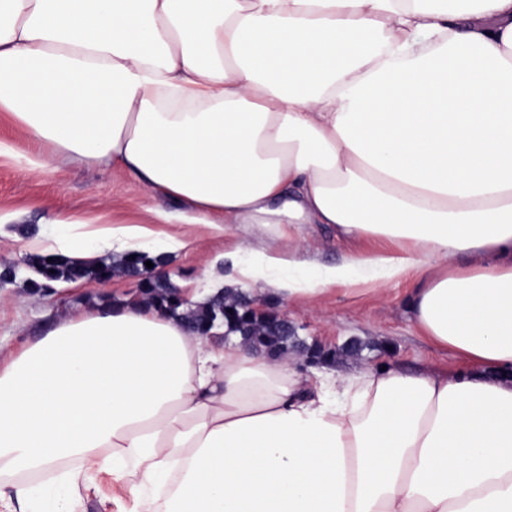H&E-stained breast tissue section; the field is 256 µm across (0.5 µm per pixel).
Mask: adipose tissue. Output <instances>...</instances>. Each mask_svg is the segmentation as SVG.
Here are the masks:
<instances>
[{
  "label": "adipose tissue",
  "instance_id": "1",
  "mask_svg": "<svg viewBox=\"0 0 512 512\" xmlns=\"http://www.w3.org/2000/svg\"><path fill=\"white\" fill-rule=\"evenodd\" d=\"M0 112L211 235L287 233L225 253L241 286L417 271L411 320L466 364L307 374L120 299L0 366V512L30 507L29 478L103 474L114 512H512V0H0ZM305 224L396 249L313 268ZM151 244L74 224L28 249Z\"/></svg>",
  "mask_w": 512,
  "mask_h": 512
}]
</instances>
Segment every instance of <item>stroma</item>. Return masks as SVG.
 Segmentation results:
<instances>
[{"label": "stroma", "mask_w": 512, "mask_h": 512, "mask_svg": "<svg viewBox=\"0 0 512 512\" xmlns=\"http://www.w3.org/2000/svg\"><path fill=\"white\" fill-rule=\"evenodd\" d=\"M49 153L47 145L31 139L12 119L0 112V222L32 239L60 230L65 222H86L95 227L141 224L154 233L152 247L162 252L169 238L193 240L194 245L172 256L171 282L185 291L210 281L230 279L231 269L216 257L232 250L238 239H250L254 248L287 250V237L242 225L234 235L212 237L201 225H189L181 215L183 202L159 192L142 189L122 169L101 168L81 162L59 161L31 171L32 161ZM305 256L321 265H332L354 253L392 250L379 239L343 240L327 224H308L301 231ZM27 251L10 240L0 241V262L19 268L17 279L0 287V356L19 351L57 321L112 303L137 297L134 283L113 278L102 286L92 280L73 287L58 284L53 293H31L26 285L32 273ZM413 277L388 283L386 291L373 282L355 280L308 300L284 299L263 294L265 310L286 316L298 340L331 356L337 372L361 366L387 364L408 372L453 373L463 359L453 350L433 342L410 320L406 297ZM48 512L56 504H71L74 512H111L112 506L83 489L44 485L38 488Z\"/></svg>", "instance_id": "1"}]
</instances>
